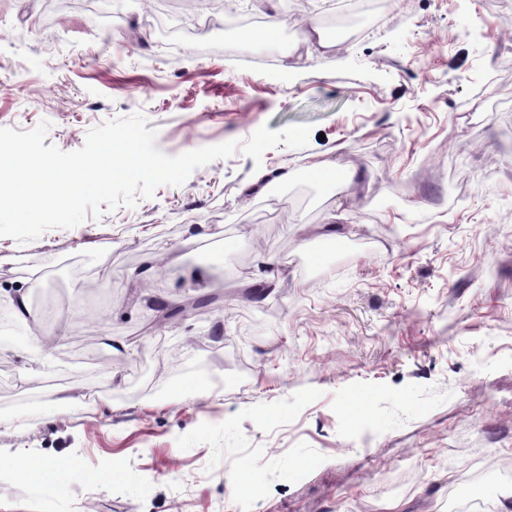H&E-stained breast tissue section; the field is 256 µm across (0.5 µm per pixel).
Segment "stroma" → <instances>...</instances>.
Instances as JSON below:
<instances>
[{
    "label": "stroma",
    "mask_w": 512,
    "mask_h": 512,
    "mask_svg": "<svg viewBox=\"0 0 512 512\" xmlns=\"http://www.w3.org/2000/svg\"><path fill=\"white\" fill-rule=\"evenodd\" d=\"M345 0L191 12L121 0L91 24L0 0V127L80 149L142 113L174 156L259 127L242 152L25 243L0 237V512H500L512 480V0H385L373 31L309 49ZM356 172L318 182L306 159ZM267 297L245 300L262 276ZM200 297L211 305L194 307ZM178 315L156 319V299ZM57 332L33 348L35 328ZM210 395L187 390L190 380ZM371 398L351 430L359 392ZM53 465L52 484L13 460ZM256 490L233 492L242 463Z\"/></svg>",
    "instance_id": "stroma-1"
}]
</instances>
